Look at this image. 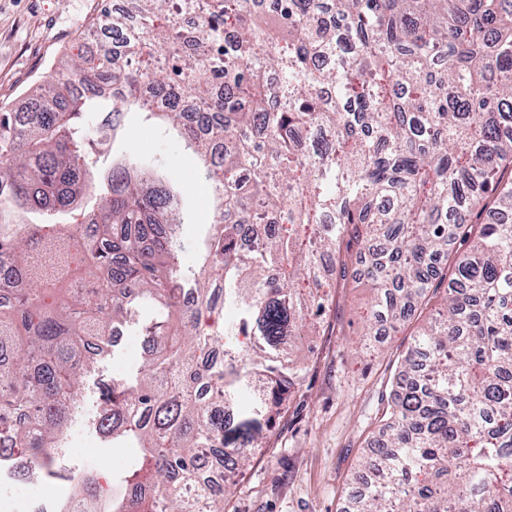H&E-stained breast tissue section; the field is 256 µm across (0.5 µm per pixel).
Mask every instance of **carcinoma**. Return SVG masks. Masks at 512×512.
<instances>
[{
	"label": "carcinoma",
	"mask_w": 512,
	"mask_h": 512,
	"mask_svg": "<svg viewBox=\"0 0 512 512\" xmlns=\"http://www.w3.org/2000/svg\"><path fill=\"white\" fill-rule=\"evenodd\" d=\"M191 4L106 11L121 45L0 111V210L64 217L0 229V439L32 478L62 476L104 326L154 301L145 370L112 381L99 424L133 453L126 495L104 503L85 475L59 512H226L207 472L229 451L244 473L304 373L303 328L361 277L369 332L433 308L343 512H512V0H202L190 22ZM124 110L202 163L197 271L167 175L134 153L93 161Z\"/></svg>",
	"instance_id": "1"
}]
</instances>
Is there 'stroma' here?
I'll return each mask as SVG.
<instances>
[{
  "instance_id": "35a3bbf8",
  "label": "stroma",
  "mask_w": 512,
  "mask_h": 512,
  "mask_svg": "<svg viewBox=\"0 0 512 512\" xmlns=\"http://www.w3.org/2000/svg\"><path fill=\"white\" fill-rule=\"evenodd\" d=\"M103 5V0H0V107L25 111L31 91L52 79L63 58L105 42ZM131 151L162 166L179 189L186 216L181 258L196 267L214 206L195 155L166 125L148 123L141 112L126 113L98 164L109 168ZM330 294L333 303L317 333L304 340L307 371L288 397L287 412L271 425L266 447L253 449L251 466L228 494L229 512H339L364 448L378 431L392 381L420 322L388 325L368 336L364 320L372 288L361 283ZM162 314L159 306L145 304L123 325V340L108 343L83 375L68 425L83 446L64 450L62 466L93 474L113 499L125 493L126 464L97 430L103 392L113 379L142 369L148 343L141 327Z\"/></svg>"
}]
</instances>
